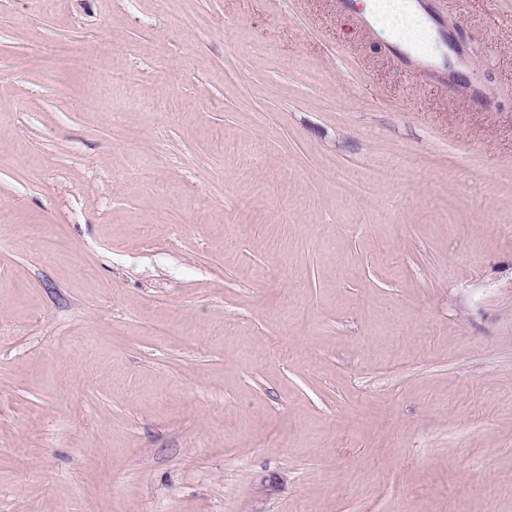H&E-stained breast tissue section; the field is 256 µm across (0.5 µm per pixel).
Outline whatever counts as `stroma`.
Segmentation results:
<instances>
[{
	"mask_svg": "<svg viewBox=\"0 0 512 512\" xmlns=\"http://www.w3.org/2000/svg\"><path fill=\"white\" fill-rule=\"evenodd\" d=\"M456 73L336 0H0V512H512V0ZM389 50L405 60L414 73H428L441 67H448V49L442 42L434 41L410 45L401 41H393Z\"/></svg>",
	"mask_w": 512,
	"mask_h": 512,
	"instance_id": "stroma-1",
	"label": "stroma"
}]
</instances>
